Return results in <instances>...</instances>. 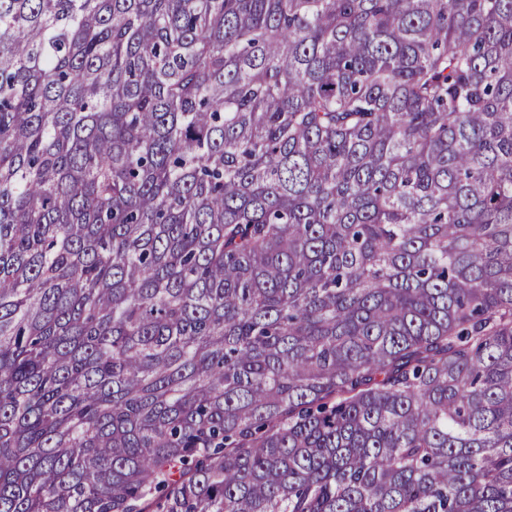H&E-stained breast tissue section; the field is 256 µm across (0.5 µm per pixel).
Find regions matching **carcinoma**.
<instances>
[{"instance_id": "carcinoma-1", "label": "carcinoma", "mask_w": 512, "mask_h": 512, "mask_svg": "<svg viewBox=\"0 0 512 512\" xmlns=\"http://www.w3.org/2000/svg\"><path fill=\"white\" fill-rule=\"evenodd\" d=\"M0 512H512V0H0Z\"/></svg>"}]
</instances>
